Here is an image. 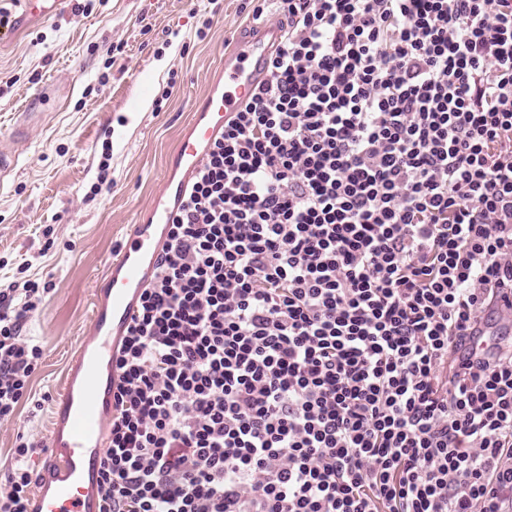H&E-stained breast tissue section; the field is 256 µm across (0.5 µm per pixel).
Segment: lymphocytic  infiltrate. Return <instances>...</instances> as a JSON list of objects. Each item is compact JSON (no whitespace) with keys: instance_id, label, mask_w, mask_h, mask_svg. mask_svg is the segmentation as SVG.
Instances as JSON below:
<instances>
[{"instance_id":"lymphocytic-infiltrate-1","label":"lymphocytic infiltrate","mask_w":512,"mask_h":512,"mask_svg":"<svg viewBox=\"0 0 512 512\" xmlns=\"http://www.w3.org/2000/svg\"><path fill=\"white\" fill-rule=\"evenodd\" d=\"M272 4L115 360L104 512H512V344L459 352L512 295V0ZM42 294L0 288V424Z\"/></svg>"}]
</instances>
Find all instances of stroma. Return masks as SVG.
Returning <instances> with one entry per match:
<instances>
[{
    "mask_svg": "<svg viewBox=\"0 0 512 512\" xmlns=\"http://www.w3.org/2000/svg\"><path fill=\"white\" fill-rule=\"evenodd\" d=\"M248 14L247 0H93L88 15L61 0L0 43V155L10 161L0 172V284L24 275L49 288L24 328L43 348L33 389L46 401L36 417L22 409L0 424V468L17 433L47 441L95 282L171 174L225 47L253 26ZM173 71L171 97L156 110ZM104 162L111 184L101 189Z\"/></svg>",
    "mask_w": 512,
    "mask_h": 512,
    "instance_id": "35a3bbf8",
    "label": "stroma"
}]
</instances>
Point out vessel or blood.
Listing matches in <instances>:
<instances>
[{
    "instance_id": "1",
    "label": "vessel or blood",
    "mask_w": 512,
    "mask_h": 512,
    "mask_svg": "<svg viewBox=\"0 0 512 512\" xmlns=\"http://www.w3.org/2000/svg\"><path fill=\"white\" fill-rule=\"evenodd\" d=\"M60 0H19L21 17L39 20L56 11ZM279 23L255 26L224 52V83L202 99L198 116L175 149L174 164L183 177L164 183L148 209L145 223L131 225L105 273L107 287L95 300L88 332L74 349L71 371L50 418L48 462L35 488V512H103L99 460L106 448L112 395L118 383L110 362L135 313L137 298L151 282L155 260L166 244L165 227L183 198L203 156V147L222 132L265 77L264 63L281 39Z\"/></svg>"
}]
</instances>
